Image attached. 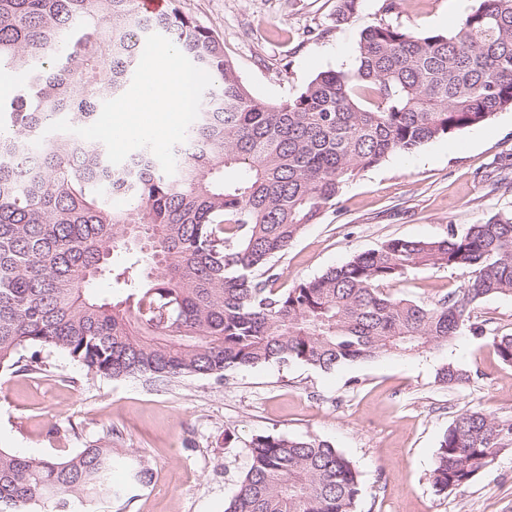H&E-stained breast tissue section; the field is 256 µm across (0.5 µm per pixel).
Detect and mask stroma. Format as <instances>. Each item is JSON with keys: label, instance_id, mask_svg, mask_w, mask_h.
Masks as SVG:
<instances>
[{"label": "stroma", "instance_id": "obj_1", "mask_svg": "<svg viewBox=\"0 0 512 512\" xmlns=\"http://www.w3.org/2000/svg\"><path fill=\"white\" fill-rule=\"evenodd\" d=\"M362 0L337 23L338 0H179L180 9L224 45V56L254 97L294 98L318 72L349 70L359 35L384 23L418 33L450 30L474 0ZM512 214V110L487 123L394 154L343 184L334 206L275 258L278 287L311 280L390 238L439 240L493 215ZM460 270L424 268L392 294L429 304L460 285ZM487 335L448 346L383 355L323 371L300 362L238 368L224 378L157 385L89 372L44 350L41 369L0 372V448L63 459L89 444H111L113 480L131 464L151 483L113 501L111 512H224L261 434L315 436L359 473L355 512H512V451L469 484L437 494L432 470L458 411L512 417V367L494 335L512 333V296L473 310ZM451 362L469 378L450 387L436 372ZM232 440H225V432Z\"/></svg>", "mask_w": 512, "mask_h": 512}]
</instances>
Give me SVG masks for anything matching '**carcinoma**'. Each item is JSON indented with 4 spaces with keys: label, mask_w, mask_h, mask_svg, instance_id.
I'll return each instance as SVG.
<instances>
[{
    "label": "carcinoma",
    "mask_w": 512,
    "mask_h": 512,
    "mask_svg": "<svg viewBox=\"0 0 512 512\" xmlns=\"http://www.w3.org/2000/svg\"><path fill=\"white\" fill-rule=\"evenodd\" d=\"M197 71L194 119L166 147L122 161L111 136L83 138L143 76L144 33ZM0 367L52 348L95 373L149 382L278 361L328 371L383 354L483 336L474 305L512 295V217L441 240L394 238L320 276L276 288L271 260L336 204L342 185L397 153L512 110V0H476L450 32L365 28L355 66L326 70L294 98H255L224 46L174 4L0 0ZM425 267L468 279L428 306L386 287ZM108 277L120 294L100 296ZM512 366V334L493 338ZM468 378L453 363L437 379ZM512 449V418L458 413L432 481L445 494ZM353 463L316 437L258 435L225 512H353ZM112 448L64 460L0 449V512H103L120 497Z\"/></svg>",
    "instance_id": "obj_1"
}]
</instances>
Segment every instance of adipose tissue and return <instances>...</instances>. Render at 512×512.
Wrapping results in <instances>:
<instances>
[{
    "label": "adipose tissue",
    "instance_id": "ef3b65f1",
    "mask_svg": "<svg viewBox=\"0 0 512 512\" xmlns=\"http://www.w3.org/2000/svg\"><path fill=\"white\" fill-rule=\"evenodd\" d=\"M146 85L133 90L112 108L108 129L112 146L125 149L133 140L159 138L179 128L185 110L187 77L175 47H167L158 61H146Z\"/></svg>",
    "mask_w": 512,
    "mask_h": 512
}]
</instances>
